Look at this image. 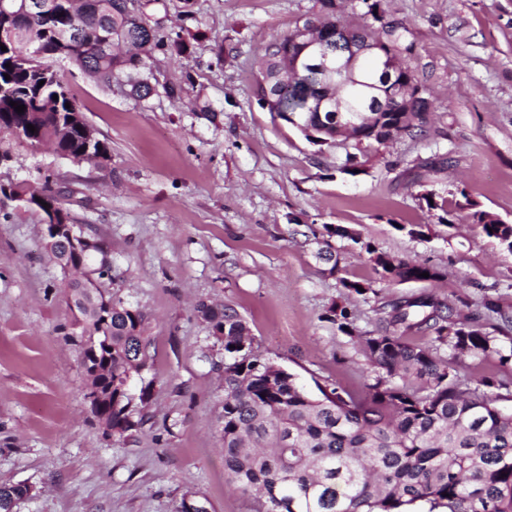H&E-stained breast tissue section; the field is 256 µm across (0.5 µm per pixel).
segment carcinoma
<instances>
[{"label":"carcinoma","mask_w":512,"mask_h":512,"mask_svg":"<svg viewBox=\"0 0 512 512\" xmlns=\"http://www.w3.org/2000/svg\"><path fill=\"white\" fill-rule=\"evenodd\" d=\"M144 8L134 0H58L50 13L10 20L0 16V27L7 24L14 31L13 38L3 41L6 50H0L3 128L21 130L32 148L51 143L64 158L90 162L110 154L101 140L86 149L81 126L67 122L79 108L55 65L67 60L105 88L121 76L147 71L159 40ZM408 34L403 20L386 15L380 0H373L359 24L343 26L333 55L342 54L351 41L371 40L401 59L399 72H385L378 58L370 56L359 63L356 81L338 69L324 71L311 64L282 83L277 73L279 53L289 41L286 34L265 50L256 95L261 101L267 96L275 100L283 113L314 133L326 128L336 112L370 111L372 95L380 96L386 110L374 121L377 132L362 140L341 139L358 151L365 143H381L383 129L406 112L414 117L404 127L406 134L422 136L434 102L408 63L414 52ZM28 46L38 56L22 67L16 53ZM409 85L420 96L406 92ZM12 101L25 106L24 112H17ZM29 124L35 131L28 130ZM12 187L16 195L38 192L52 203L65 194L48 178ZM466 206L468 219L512 252V224L469 200ZM325 247L329 274L347 294L374 292L372 282L342 276L339 256L329 250L330 244ZM361 249L371 255L382 281H419L426 272V281L436 285L445 277L437 266L378 253L368 243ZM95 250L101 259L90 275L85 272L90 259L62 250L52 256L66 278L80 342L101 334L110 337L111 349L100 354L102 373L91 381L102 394L94 415L112 419V435L123 438L139 425L127 420L131 400L147 401L150 385L135 397L122 384L148 369L150 342L140 309L114 298L109 320L101 316L97 298L103 293L95 278L107 275L112 263L101 246ZM379 311L377 329L365 333L356 329L347 306L335 304L325 315L357 340L378 372L368 395L356 397L331 384L318 387L314 396L295 375L255 350L249 325L235 308L198 305L211 338L224 349L221 437L228 482L259 499L257 512H412L418 504L424 512H512V409L500 405L506 396L496 391L494 381L464 387L453 367L461 356L499 352L497 338L432 296L389 302ZM414 328L433 332L434 345L407 343L403 332ZM442 347L452 352L451 358L438 355ZM29 496L26 485L1 483L0 512H16Z\"/></svg>","instance_id":"1"}]
</instances>
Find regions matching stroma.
Returning a JSON list of instances; mask_svg holds the SVG:
<instances>
[{"instance_id":"1","label":"stroma","mask_w":512,"mask_h":512,"mask_svg":"<svg viewBox=\"0 0 512 512\" xmlns=\"http://www.w3.org/2000/svg\"><path fill=\"white\" fill-rule=\"evenodd\" d=\"M381 7L409 25L410 65L435 110L425 136L369 147L355 174L339 170L344 149L310 143L255 94L266 47L314 17L318 0H152L146 13L164 40L153 70L159 83L181 86L176 96L140 101L127 84L108 89L59 63L110 148L107 166L0 132L12 153L0 182L67 186L72 223L107 246L112 276L98 286L145 313V377L154 382L137 430L106 432L85 397L83 351L43 218L0 205V483L31 487L18 512H173L187 494L214 512H255L224 473V351L196 311L203 302L234 306L255 347L309 392L332 382L362 397L375 372L325 320L328 308H354L369 332L382 303L433 294L498 335L500 355L456 361L459 380L490 378L512 393V253L467 218L439 223L423 199L464 193L512 222V0ZM178 36L187 52L172 48ZM438 156L447 167L432 166ZM326 224L447 276L435 287L380 281L361 244L335 237L344 276L375 288L347 295L316 257ZM409 224L427 225L425 236H409ZM489 299L498 312L486 309Z\"/></svg>"}]
</instances>
